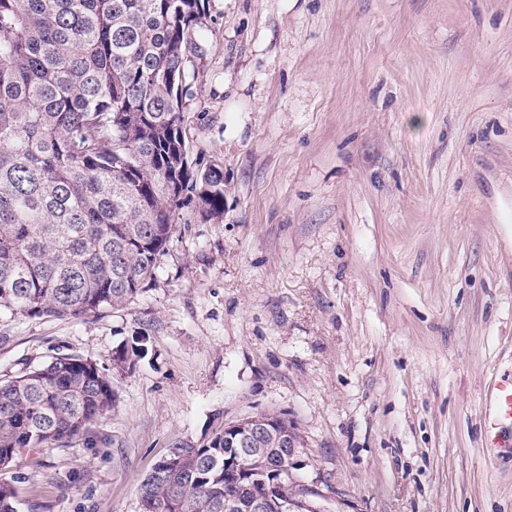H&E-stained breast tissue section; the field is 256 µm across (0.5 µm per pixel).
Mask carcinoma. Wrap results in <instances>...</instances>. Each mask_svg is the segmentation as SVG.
Instances as JSON below:
<instances>
[{"instance_id": "carcinoma-1", "label": "carcinoma", "mask_w": 512, "mask_h": 512, "mask_svg": "<svg viewBox=\"0 0 512 512\" xmlns=\"http://www.w3.org/2000/svg\"><path fill=\"white\" fill-rule=\"evenodd\" d=\"M208 0H0V311L63 319L134 298L152 279L195 199L224 216V169L198 174L183 98ZM146 337L113 357L143 358ZM96 363L64 354L0 380V471L24 449H55L111 408ZM179 464L144 480L155 512H224L263 487L224 480V425L206 445L178 442ZM304 497L284 481L271 512ZM0 481V512H16Z\"/></svg>"}]
</instances>
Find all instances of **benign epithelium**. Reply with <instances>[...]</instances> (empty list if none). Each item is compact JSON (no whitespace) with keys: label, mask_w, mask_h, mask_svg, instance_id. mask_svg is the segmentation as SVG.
<instances>
[{"label":"benign epithelium","mask_w":512,"mask_h":512,"mask_svg":"<svg viewBox=\"0 0 512 512\" xmlns=\"http://www.w3.org/2000/svg\"><path fill=\"white\" fill-rule=\"evenodd\" d=\"M276 427L274 415L266 413L247 415L224 423V442L239 445L236 455L224 460L226 477H252L260 474L267 477L265 484L276 488L277 482L272 477L276 474L277 466L270 463L263 449L259 448L261 441L268 436L277 438L282 447L291 449L287 454L289 460L296 453L292 438L286 433L277 432Z\"/></svg>","instance_id":"1"}]
</instances>
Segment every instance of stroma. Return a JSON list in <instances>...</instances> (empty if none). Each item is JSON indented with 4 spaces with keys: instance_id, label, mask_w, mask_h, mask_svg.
<instances>
[{
    "instance_id": "1",
    "label": "stroma",
    "mask_w": 512,
    "mask_h": 512,
    "mask_svg": "<svg viewBox=\"0 0 512 512\" xmlns=\"http://www.w3.org/2000/svg\"><path fill=\"white\" fill-rule=\"evenodd\" d=\"M184 129L224 168L152 280L85 317L0 315V379L55 354L112 408L6 474L17 512H140L172 444L276 412L324 512H512V0H208ZM148 336V353L113 358ZM489 416L512 423V377L489 392Z\"/></svg>"
}]
</instances>
